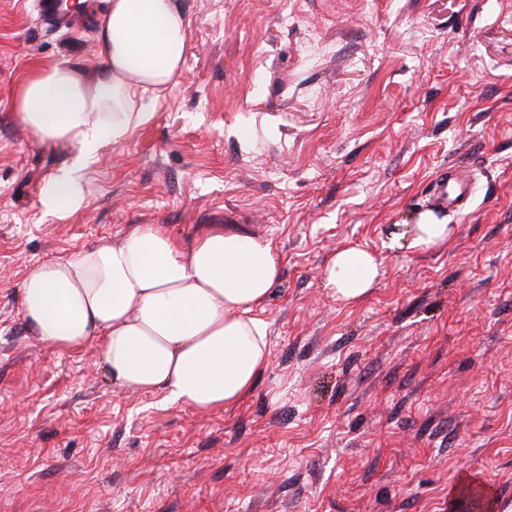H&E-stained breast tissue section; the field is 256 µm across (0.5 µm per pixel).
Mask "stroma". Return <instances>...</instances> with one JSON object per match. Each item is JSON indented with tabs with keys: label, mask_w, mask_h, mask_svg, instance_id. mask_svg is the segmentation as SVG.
I'll return each instance as SVG.
<instances>
[{
	"label": "stroma",
	"mask_w": 512,
	"mask_h": 512,
	"mask_svg": "<svg viewBox=\"0 0 512 512\" xmlns=\"http://www.w3.org/2000/svg\"><path fill=\"white\" fill-rule=\"evenodd\" d=\"M106 5L58 29L0 0V512H468L471 483L512 512V0H179L182 73L60 222L38 197L73 149L9 102L37 63L95 78ZM452 165L474 184L452 240L402 245ZM135 224L274 240L269 364L238 403L125 390L23 320L31 264ZM349 247L381 269L352 303L327 284Z\"/></svg>",
	"instance_id": "35a3bbf8"
}]
</instances>
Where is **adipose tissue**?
Here are the masks:
<instances>
[{
    "instance_id": "obj_1",
    "label": "adipose tissue",
    "mask_w": 512,
    "mask_h": 512,
    "mask_svg": "<svg viewBox=\"0 0 512 512\" xmlns=\"http://www.w3.org/2000/svg\"><path fill=\"white\" fill-rule=\"evenodd\" d=\"M187 27L176 0H108L96 23L103 67L95 80L62 59L33 65L19 81L10 102L19 122L40 143L76 152L41 190L45 214L64 221L78 211L88 163L151 120L143 96L181 73ZM279 275L272 239L209 225L183 238L137 224L120 239L35 263L19 295L40 341L72 352L96 343L121 388L213 410L236 403L268 365L267 325L255 311ZM380 276L373 256L353 247L328 267L343 302L363 297Z\"/></svg>"
}]
</instances>
